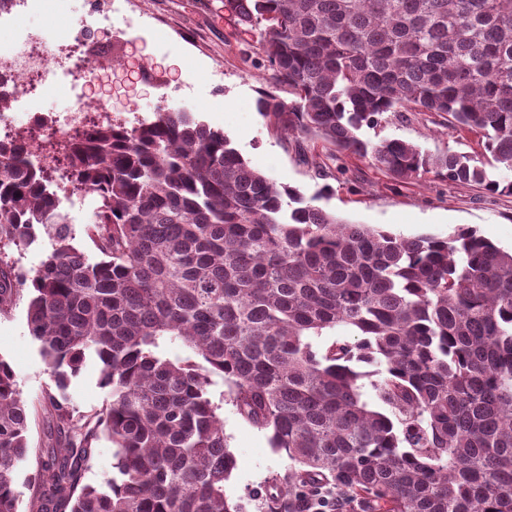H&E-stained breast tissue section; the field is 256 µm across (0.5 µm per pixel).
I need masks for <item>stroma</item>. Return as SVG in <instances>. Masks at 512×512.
<instances>
[{"mask_svg": "<svg viewBox=\"0 0 512 512\" xmlns=\"http://www.w3.org/2000/svg\"><path fill=\"white\" fill-rule=\"evenodd\" d=\"M112 22L123 30L124 40L100 35L87 43L88 56L97 61L131 53L156 75L154 83L132 93L130 111L153 117L160 97L170 95L171 109L192 112L224 131L252 167L305 197H317L321 207L348 221L406 237H445L470 227L512 250V194L458 185L432 173L401 183L370 159H356L330 146L306 148L277 130L255 105L267 86L256 37L224 13L221 0H112ZM18 27L41 30L57 41L73 36L75 21L52 8L25 13L19 0H12L0 11V43L11 42ZM364 135L375 141L387 137L413 142L433 155L478 156L484 143L482 134H451L439 117L414 112ZM27 305L23 295L10 311L0 313V357L12 367L24 398L34 403L52 379L29 332ZM98 378L96 363H87L66 389L69 402L82 414L98 412L108 401ZM227 391L220 381L212 388L237 461L226 492L242 512H268L265 491L273 476L287 472L288 459L272 447L269 431L238 415Z\"/></svg>", "mask_w": 512, "mask_h": 512, "instance_id": "stroma-1", "label": "stroma"}]
</instances>
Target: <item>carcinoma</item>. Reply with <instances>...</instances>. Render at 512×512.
<instances>
[{
	"label": "carcinoma",
	"mask_w": 512,
	"mask_h": 512,
	"mask_svg": "<svg viewBox=\"0 0 512 512\" xmlns=\"http://www.w3.org/2000/svg\"><path fill=\"white\" fill-rule=\"evenodd\" d=\"M222 5L257 35L272 89L256 107L284 133L401 182L433 171L512 194L469 155L361 136L398 112L445 115L512 170V0ZM66 161L93 195L94 260L45 170L0 145V251L41 228L51 244L28 280L0 265V313L31 282L27 323L54 383L41 402L46 460L22 511L29 408L0 358V512H58L68 499L70 512H237L214 376L291 462L269 512L325 497L336 512H512V251L469 229L404 237L342 220L189 112L91 129ZM330 331L356 340L319 348ZM176 342L189 352L179 361L166 354ZM89 360L109 402L84 415L64 391ZM359 362L377 367L381 410ZM102 438L117 476L85 484Z\"/></svg>",
	"instance_id": "1"
}]
</instances>
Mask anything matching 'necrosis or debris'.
I'll use <instances>...</instances> for the list:
<instances>
[{"instance_id": "1", "label": "necrosis or debris", "mask_w": 512, "mask_h": 512, "mask_svg": "<svg viewBox=\"0 0 512 512\" xmlns=\"http://www.w3.org/2000/svg\"><path fill=\"white\" fill-rule=\"evenodd\" d=\"M111 14L112 0H85L76 35L53 46L41 32L17 31L12 52L0 53V99L6 103L0 111V144L21 148L33 163L49 168L55 164L53 156L26 137L27 128L38 127L51 136L66 138L92 120L101 127L118 125L112 110L113 88L123 82L129 65L119 57L97 62L83 51L85 43L98 34L89 18L107 22ZM33 80L45 92L56 83L69 82L75 91L73 104L52 115L32 109L28 87ZM21 107L29 117L24 126L15 121V112Z\"/></svg>"}]
</instances>
